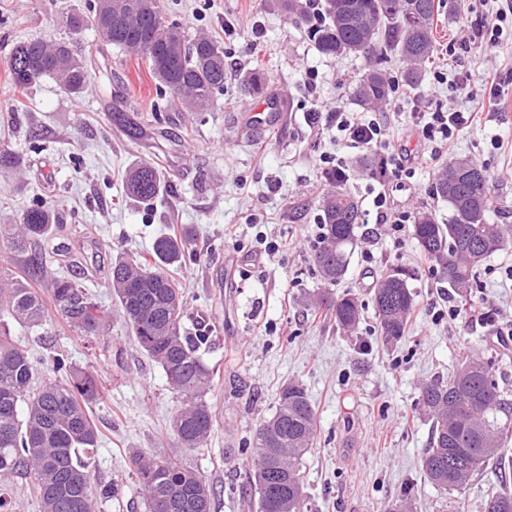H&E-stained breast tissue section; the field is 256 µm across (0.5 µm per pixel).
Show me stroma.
I'll use <instances>...</instances> for the list:
<instances>
[{
  "mask_svg": "<svg viewBox=\"0 0 512 512\" xmlns=\"http://www.w3.org/2000/svg\"><path fill=\"white\" fill-rule=\"evenodd\" d=\"M168 20L188 35L203 33L225 51L224 92L209 111L188 113L160 94L144 61L101 42L92 24L73 33L70 12L87 13L88 0H0V140L19 152L17 175L0 176V224L13 223L33 195L47 191L59 226L34 248L46 254L49 274L76 277L112 314L110 335L85 337L57 312L45 328L11 325L12 336L29 345L38 372L52 377V358L61 354L93 370L102 397L90 408L99 429V448L90 468L93 486L109 484L116 499L103 512H147L137 489L133 452L151 454L169 437L179 405L163 370L139 347L109 286L117 255L149 257L154 240L193 229L197 261L177 278L184 290L183 325L213 324L205 360L217 368L210 396L216 423L207 447L188 450L184 463L214 492L212 512H252L242 488L250 463L243 449L255 425L275 410L279 389L304 385L317 414V438L303 480L311 512H386L410 489L418 512H485L491 477L482 472L462 492L436 487L422 473L430 424L417 412L421 383L449 378L467 356L494 368L512 400V344L498 334L512 329V244L488 258L473 294L489 314L477 324L452 316L455 303L437 268L420 264L411 235L394 239L386 227L363 224L349 272L330 293L356 294L364 319L352 333L308 302L321 288L313 262L319 200L330 189L321 159L361 152L348 148L335 131L308 127L303 114L313 105L341 104L361 110L355 91L367 63L348 55L318 52L304 23L269 9L264 0H161ZM491 0H440L437 49L416 88H400L385 108L390 137H400L416 113L456 106L478 118L461 133L455 153L483 164L492 180L494 224H512V106L482 112L479 93L487 72L512 80V36L503 35L494 53L462 42L460 21L491 10ZM263 44L250 50L252 26ZM43 37L69 43L84 58L92 84L79 98L42 79L25 92L9 80V56L21 41ZM457 62L470 96L452 93L438 73ZM265 70L264 94L243 86L247 73ZM317 75L308 89L304 70ZM283 104L274 125H254L251 113L268 100ZM158 114L161 123L146 142L127 139L112 124V110ZM447 155L433 153L417 168L408 190L394 196L396 208L435 211L448 218V204L432 183ZM156 166L166 186L152 203L126 198L122 174L137 163ZM286 239L277 253L260 250L258 236ZM373 262H366L364 250ZM390 268L415 272V312L400 341L385 343L375 332L370 286Z\"/></svg>",
  "mask_w": 512,
  "mask_h": 512,
  "instance_id": "stroma-1",
  "label": "stroma"
}]
</instances>
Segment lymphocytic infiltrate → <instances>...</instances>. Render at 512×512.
Returning <instances> with one entry per match:
<instances>
[{
  "instance_id": "obj_1",
  "label": "lymphocytic infiltrate",
  "mask_w": 512,
  "mask_h": 512,
  "mask_svg": "<svg viewBox=\"0 0 512 512\" xmlns=\"http://www.w3.org/2000/svg\"><path fill=\"white\" fill-rule=\"evenodd\" d=\"M512 17V0H498L496 9L483 14L470 26L471 41H478L487 50H495L504 33L503 24ZM314 120L335 124L337 132L351 148L373 152L379 159V170L372 177L374 197L364 208V221L385 224L393 236H401L412 220L406 210L391 206V198L400 189L404 179L410 178L415 167L427 151H452L462 128L475 118L471 112H421L406 135L394 140L387 138L379 118H364L359 113L346 111L340 106L314 110Z\"/></svg>"
}]
</instances>
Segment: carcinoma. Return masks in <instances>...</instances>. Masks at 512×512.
Here are the masks:
<instances>
[{"instance_id": "carcinoma-1", "label": "carcinoma", "mask_w": 512, "mask_h": 512, "mask_svg": "<svg viewBox=\"0 0 512 512\" xmlns=\"http://www.w3.org/2000/svg\"><path fill=\"white\" fill-rule=\"evenodd\" d=\"M120 19L98 27L101 0H90L89 16L67 17L75 28L89 21L100 40L137 53L148 65L160 93L178 101L186 112H206L216 94L224 91L225 52L206 35L187 39L180 26L168 22L160 0H112ZM273 7L309 25L319 52L329 56L358 54L369 62L357 90L360 104L369 109L386 106L393 86L379 64L390 54L405 63L404 85L412 88L433 57L436 0H323L322 18L310 13L303 0H268ZM41 62L35 78L19 69L26 60ZM10 80L17 89H28L43 78L54 79L65 92L82 95L90 75L82 59L64 42L33 38L11 50ZM112 125L132 141L152 134V120L134 112L117 110ZM20 157L0 145V173L18 171ZM125 194L139 202H152L162 192L158 170L134 165L127 173ZM433 193L448 203V222L430 210L413 217L412 235L419 249L440 268L448 287L464 306H472V288L480 266L512 243V224H491L493 208L490 176L471 158H455L435 174ZM322 236L314 246L313 263L326 284L340 282L349 269L358 243L361 220L358 199L344 184L328 190L320 203ZM56 214L50 203L38 198L29 204L16 224H0V239L22 252L42 238ZM194 232L157 238L151 259L112 261L109 282L126 323L146 355L158 364L168 384L181 395L180 407L170 422L171 443L151 455L135 453L132 464L145 493L149 512L176 489L182 506L174 512H211L212 490L203 477L186 466L184 450L207 444L215 425L209 401L215 366L203 352L210 346L212 327L201 323L193 333L182 321L184 299L171 267L196 259ZM27 273L0 277V310L29 329L47 324L45 302L31 281L44 273L47 258L26 255ZM414 273L392 269L372 283L371 298L376 329L388 343L405 333L414 308L409 280ZM52 303L58 313L84 336H101L112 325V316L81 283L69 276L49 282ZM313 306L325 307L336 326L346 332L359 327L362 304L351 293L333 297L326 291L311 295ZM57 377L37 382L38 372L27 345L11 336L0 322V482L18 474H31L40 512H101L115 490H92L89 469L99 442V432L87 408L99 396L101 385L91 370L76 368L68 358L52 357ZM417 406L431 421L428 448L419 465L427 479L441 489L462 491L490 461L512 464L504 448L512 441V403L495 381L491 365L478 356L466 358L447 380L433 378L421 384ZM317 416L299 383L283 386L275 411L253 430L249 456L254 465L249 477V496L256 512H282L276 493L281 475L299 494L288 497V512H308L302 480L306 455L313 446ZM512 512V494L491 483L485 494V512Z\"/></svg>"}]
</instances>
